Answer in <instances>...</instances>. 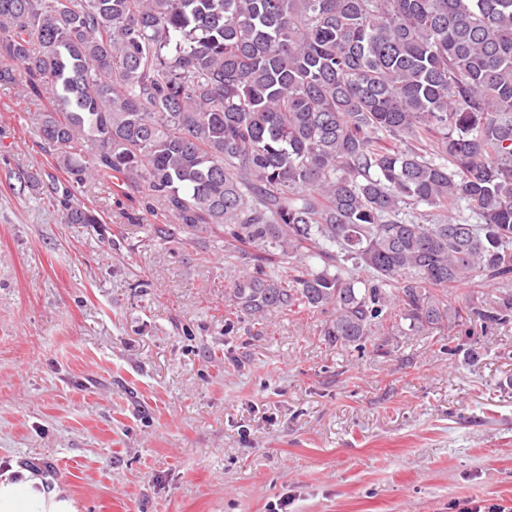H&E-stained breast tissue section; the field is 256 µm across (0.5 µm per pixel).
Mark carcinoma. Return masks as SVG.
I'll use <instances>...</instances> for the list:
<instances>
[{"label": "carcinoma", "mask_w": 512, "mask_h": 512, "mask_svg": "<svg viewBox=\"0 0 512 512\" xmlns=\"http://www.w3.org/2000/svg\"><path fill=\"white\" fill-rule=\"evenodd\" d=\"M1 85L55 91L68 223L115 179L224 226L257 322L331 307L359 352L395 306L405 336L512 322V0H0ZM498 296V292L492 288H480L476 284L466 283V284H457L453 287L448 288V300L452 303H460L463 304L470 299L476 301V298H487L490 299L491 296Z\"/></svg>", "instance_id": "carcinoma-1"}]
</instances>
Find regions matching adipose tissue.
I'll return each instance as SVG.
<instances>
[{
  "label": "adipose tissue",
  "mask_w": 512,
  "mask_h": 512,
  "mask_svg": "<svg viewBox=\"0 0 512 512\" xmlns=\"http://www.w3.org/2000/svg\"><path fill=\"white\" fill-rule=\"evenodd\" d=\"M0 512H79L67 490L46 487L25 469L0 473Z\"/></svg>",
  "instance_id": "ef3b65f1"
}]
</instances>
